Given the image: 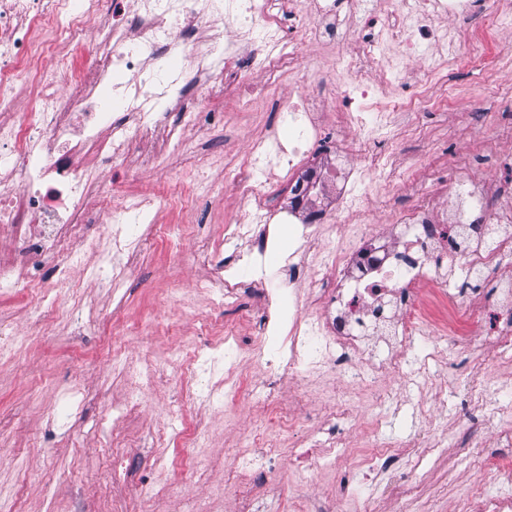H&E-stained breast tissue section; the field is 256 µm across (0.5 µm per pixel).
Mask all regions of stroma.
<instances>
[{
	"label": "stroma",
	"instance_id": "stroma-1",
	"mask_svg": "<svg viewBox=\"0 0 512 512\" xmlns=\"http://www.w3.org/2000/svg\"><path fill=\"white\" fill-rule=\"evenodd\" d=\"M501 55L492 71L465 65L444 69L430 85L432 105L422 113L418 127L399 124L395 148L412 185L391 201L370 195V230H383L390 208L408 205L422 181L421 163L443 169L449 152L462 153L468 169L502 183L512 182L504 163L512 155V51L501 41L490 43ZM281 88L258 97L254 109L239 112L231 99L222 100L223 125L201 124L187 129L185 149L164 154L152 174L133 172L125 180L128 191L153 196L155 204L138 233L147 244L120 292L98 287L90 276L97 265L108 227L87 224L77 243L85 265L73 274L76 287L69 305L81 314L97 313L99 323L87 330L69 316L39 328L30 304V289L19 287L0 294V342L12 331H26L20 362H0V502L14 512H142L138 483L161 479L171 488L156 500L155 512H178L181 497L207 496L224 480L243 445L245 428L261 424L268 402L258 389L272 381L275 398L287 400L293 390L288 377H269L258 367L248 346L257 334L262 314L255 294L258 281L282 283L288 255L282 235L297 239L293 224L271 227L274 245L261 268L242 270L237 280L242 292L235 305L215 312L208 290L196 287L207 271L194 260L200 240L221 243L225 260L236 249L223 244L224 224L238 209V200L223 191L224 176L239 169L248 140L277 127L287 136L288 125L278 114ZM480 98L487 111L498 113L500 126H487L471 112L469 102ZM213 325L216 338L225 328L239 336L240 350L231 351L239 389L224 403L186 399V391H204L213 377L181 379L177 369L150 385L140 414L121 426L112 424V408L126 402L129 383L112 368V348L121 346L138 358L145 352L159 356L198 343L202 323ZM483 341L481 350L440 344L436 360H424L421 344L404 349L399 374L383 387L350 383L343 373L311 378L297 411L305 428L288 438L273 474L280 493L263 496L264 512H291L293 498L312 504L336 499L345 478L360 485L347 512H478L480 496H512V445L500 442V430L512 428V361L501 362L493 344V321L472 328ZM482 372L487 391L479 407H472L475 372ZM83 387L82 412L59 415L63 391ZM344 401L356 406L357 416L346 431L354 447H362L372 416H380L379 436L387 442H419L428 456H405L396 465L403 478L416 484L411 502L387 495L373 480L354 474L349 461L319 470L308 479L301 463L307 436L316 434L329 404ZM182 406V433L167 447L165 465L154 457L156 436L173 406ZM128 436L129 484L113 488L109 459L100 444L110 434ZM440 451H433L434 438Z\"/></svg>",
	"mask_w": 512,
	"mask_h": 512
}]
</instances>
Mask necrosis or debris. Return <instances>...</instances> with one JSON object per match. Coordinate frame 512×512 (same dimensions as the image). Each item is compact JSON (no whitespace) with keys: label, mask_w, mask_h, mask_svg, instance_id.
<instances>
[{"label":"necrosis or debris","mask_w":512,"mask_h":512,"mask_svg":"<svg viewBox=\"0 0 512 512\" xmlns=\"http://www.w3.org/2000/svg\"><path fill=\"white\" fill-rule=\"evenodd\" d=\"M393 4L395 20L372 28L373 0H0V231L12 241L9 254H0V293L23 282L36 307L63 312L71 272L81 263L69 244L83 232L90 198H121V207L103 210L104 224L120 223L128 212L144 216L152 207V198L119 193L115 180L95 181L79 161L80 149L92 150L113 169L152 170L157 152L181 148L187 126L222 117L212 100L236 95L249 108L259 84L282 83L288 73L295 79L281 110L298 136L286 146L273 130L251 138L245 161L229 179L241 209L225 222L224 238L249 244L246 265L263 262L276 210L259 175L284 170L293 196L288 217L300 224L308 244L287 265L289 279L300 281L327 215L344 227L355 224L371 215L368 191H399L394 156L367 150L371 141L390 139L394 127V111L378 98V85H409L418 99L444 66L477 58L487 69L497 65L487 45L502 30L501 11L477 13L475 0ZM312 20L335 46L339 68L353 73L351 83L337 84L303 64L296 36ZM59 43L70 44L71 53L58 56L53 71H43L42 57ZM244 46L250 50L246 59ZM216 57L223 58L222 69L213 67ZM23 86L35 110L19 106ZM339 97L347 104L336 119L351 140L319 149L320 114ZM117 113L124 122H113ZM143 142L151 151L134 154ZM447 169V175L424 180L408 207L391 211L387 230L362 232L354 243L344 229L337 232L327 251L334 281L321 286L313 307L288 318L283 375L304 379L337 368L355 381L367 376L383 382L399 373L403 351L376 361L366 357L362 339L391 336L411 343L433 334L419 306L424 288L433 289L454 316L444 333L448 344L476 345L467 328L492 313L495 344L512 350V184L490 185L463 170L453 153ZM141 246L138 238L113 239L112 259L92 271L95 282L121 288ZM216 255V248L202 247L196 258L211 269L203 286L220 308L236 300L238 288L225 278ZM455 266L498 274V308L453 293L448 270ZM166 365L163 359L136 364L113 349V368L131 381L130 396L114 408L113 419H130L139 395L164 376ZM353 418V407L329 406L322 416L326 435L314 442L318 461L348 454L343 427ZM297 425L287 403H271L264 429L248 438L251 457L225 472L226 485L237 493V512H260L253 483L269 472L280 439Z\"/></svg>","instance_id":"obj_1"}]
</instances>
